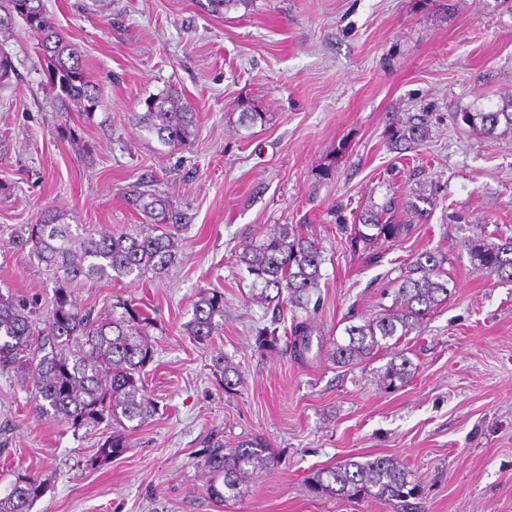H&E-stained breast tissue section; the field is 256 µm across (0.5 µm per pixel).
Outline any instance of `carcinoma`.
Instances as JSON below:
<instances>
[{
    "label": "carcinoma",
    "mask_w": 512,
    "mask_h": 512,
    "mask_svg": "<svg viewBox=\"0 0 512 512\" xmlns=\"http://www.w3.org/2000/svg\"><path fill=\"white\" fill-rule=\"evenodd\" d=\"M252 0H206L202 7L221 15ZM40 38L47 85L60 103V111L74 105L87 115L102 105L97 86L87 79L82 55L58 31L44 8L43 0H0V34L11 33L17 21ZM146 111L135 114L144 128L163 144L178 148L188 144L195 126V113L182 95L169 90L144 100ZM461 121L487 138L512 133V97L493 107H475L459 113ZM429 138L428 121L409 114L392 121L384 132L388 150L406 153L424 146ZM437 192L424 195L416 188L389 198L381 206H367L353 218L339 223L349 249L373 262L381 247L406 236L410 225L397 222L403 209L425 223L436 206ZM126 203L145 218L129 230L91 232L79 224H66L60 215L47 210L34 224L10 229V238L29 249L46 269L66 283L122 277L140 279L160 275L176 261L178 232L187 217L164 197L137 186L128 191ZM459 246L471 265L491 278L512 281V235L483 233L479 226L463 225ZM448 257L440 251H425L405 268L393 288L389 306L363 323L344 328L345 337L325 342L317 349L337 366L354 367L384 353L389 360L377 369L381 385L395 390L411 375V360L398 350V342L416 329L439 307L448 303L451 290L444 270ZM236 263L252 277L260 302L280 308L287 303L307 310L312 293L322 279V247L302 232L298 224H274L260 238L246 244ZM118 317L91 316L73 301L69 289H55L45 318L11 293L0 292V369L12 370L32 386L35 411L50 420L79 429L89 423H107L119 430L98 448V459L108 461L126 451L121 429L127 422L145 424L157 405L145 393L143 371L153 361L149 339L150 322L132 305L121 303ZM224 326V293L203 290L193 308L185 331L199 345H208ZM279 328L264 326L254 338L259 352L278 346ZM315 328L309 319H294L289 327L290 350L297 360L312 350ZM226 391L241 384L239 369L218 365ZM280 458L260 438L245 439L234 448L220 445L209 449L206 468L222 485L211 483L209 493L217 501L237 498L253 475L269 470ZM319 497L350 500L372 497L393 512H424L421 489L409 478L396 458L375 457L364 462L346 460L322 468L307 480ZM44 491V480L26 470L14 475L9 493L0 497V512H31Z\"/></svg>",
    "instance_id": "obj_1"
}]
</instances>
